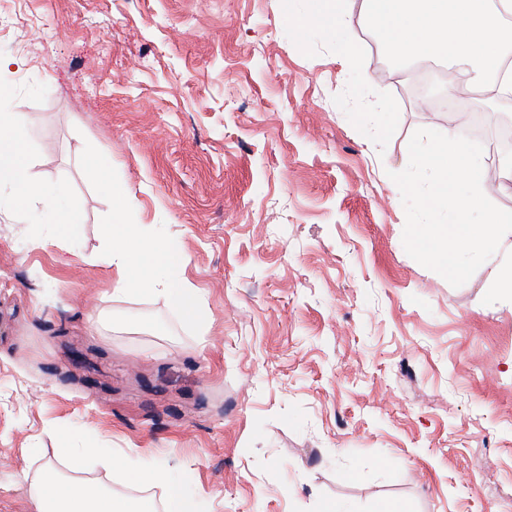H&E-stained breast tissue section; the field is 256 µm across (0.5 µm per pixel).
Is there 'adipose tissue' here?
Listing matches in <instances>:
<instances>
[{
    "instance_id": "obj_1",
    "label": "adipose tissue",
    "mask_w": 512,
    "mask_h": 512,
    "mask_svg": "<svg viewBox=\"0 0 512 512\" xmlns=\"http://www.w3.org/2000/svg\"><path fill=\"white\" fill-rule=\"evenodd\" d=\"M360 9L397 58L447 62L445 95H464L492 83L499 98L512 101V74L501 73V61L512 51V26L504 24L502 15L512 12V0H361ZM20 129L18 117L0 114V184L12 186L19 198L53 205V194L30 177ZM425 161L439 180L422 194L421 207L450 212L453 221L424 225L416 247L449 270L462 253L492 264L490 295L512 302V255L504 252L506 239L512 237V210L485 206L491 196L511 191L512 184L490 182L485 167L471 160L466 143L449 127L436 132ZM104 262L114 274V294L163 296L183 323L205 330L203 294L168 279L163 246L143 225H113ZM61 456L68 470L46 462L28 484L38 512H199L198 501L185 494L168 470L148 454L130 458L91 448H65ZM93 459L130 474L145 490L163 488L162 501L86 478Z\"/></svg>"
}]
</instances>
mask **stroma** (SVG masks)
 Returning a JSON list of instances; mask_svg holds the SVG:
<instances>
[{"instance_id": "1", "label": "stroma", "mask_w": 512, "mask_h": 512, "mask_svg": "<svg viewBox=\"0 0 512 512\" xmlns=\"http://www.w3.org/2000/svg\"><path fill=\"white\" fill-rule=\"evenodd\" d=\"M311 10L0 0V53L23 60L0 113L79 206L84 255L0 190V512H37L26 479L64 447L150 453L204 512H512V303L487 265L413 244L452 221L422 211L420 158L485 94L421 111L423 60L392 59L355 0L335 31ZM114 222L159 230L206 334L163 297L113 295Z\"/></svg>"}]
</instances>
